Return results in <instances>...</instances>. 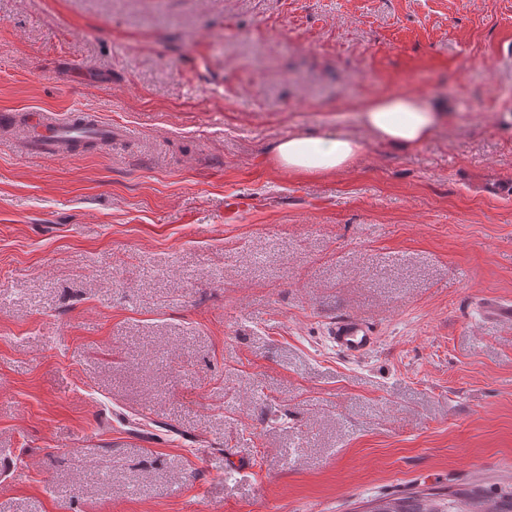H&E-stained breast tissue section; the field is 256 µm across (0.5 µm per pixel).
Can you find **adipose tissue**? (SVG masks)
Returning <instances> with one entry per match:
<instances>
[{
    "instance_id": "ef3b65f1",
    "label": "adipose tissue",
    "mask_w": 512,
    "mask_h": 512,
    "mask_svg": "<svg viewBox=\"0 0 512 512\" xmlns=\"http://www.w3.org/2000/svg\"><path fill=\"white\" fill-rule=\"evenodd\" d=\"M362 125L377 139L399 149L426 142L442 125L446 113L412 93H390L365 100L358 107ZM364 142L354 136L326 133L291 135L275 142L276 162L288 171L320 175L350 167L363 153Z\"/></svg>"
}]
</instances>
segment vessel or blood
I'll return each instance as SVG.
<instances>
[{
	"label": "vessel or blood",
	"mask_w": 512,
	"mask_h": 512,
	"mask_svg": "<svg viewBox=\"0 0 512 512\" xmlns=\"http://www.w3.org/2000/svg\"><path fill=\"white\" fill-rule=\"evenodd\" d=\"M29 127L30 151L37 156L69 155L74 153L76 145L112 137L111 127L99 123L91 112H74L62 117L33 110L29 113ZM332 341L337 349L360 356L373 347L375 338L360 318L345 316L336 321Z\"/></svg>",
	"instance_id": "b4317fda"
}]
</instances>
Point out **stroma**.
Segmentation results:
<instances>
[{"instance_id": "1", "label": "stroma", "mask_w": 512, "mask_h": 512, "mask_svg": "<svg viewBox=\"0 0 512 512\" xmlns=\"http://www.w3.org/2000/svg\"><path fill=\"white\" fill-rule=\"evenodd\" d=\"M512 0H0V512L512 492ZM450 113L398 149L364 99ZM298 130L365 151L317 177ZM345 314L377 333L344 355ZM30 152L37 156H61L75 146L101 139L112 140V126L98 122L91 112H74L62 117L51 112L29 111ZM364 142L351 135H290L272 148L275 161L289 172L320 175L350 167L363 153Z\"/></svg>"}]
</instances>
